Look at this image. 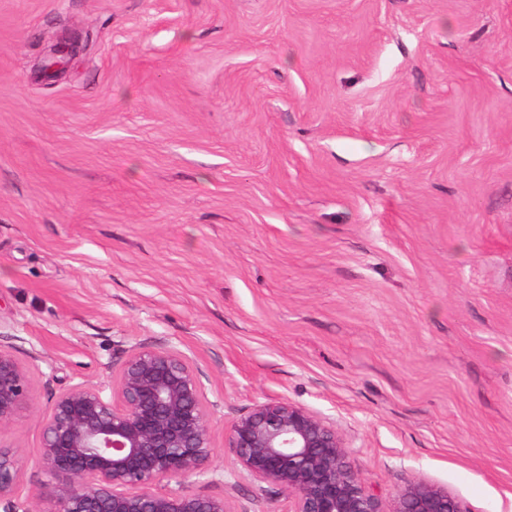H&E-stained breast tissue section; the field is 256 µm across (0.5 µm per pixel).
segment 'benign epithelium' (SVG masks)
Segmentation results:
<instances>
[{"label":"benign epithelium","instance_id":"obj_1","mask_svg":"<svg viewBox=\"0 0 512 512\" xmlns=\"http://www.w3.org/2000/svg\"><path fill=\"white\" fill-rule=\"evenodd\" d=\"M80 49L79 36L67 37L44 70L57 75ZM31 402L28 370L0 343V433ZM207 404L199 371L181 349L130 346L113 371L111 397L78 383L53 398L34 460L45 480L23 501L27 460L19 447L0 440V512H237L224 496L161 487L209 472ZM224 441L236 457L237 477L259 495L288 496V512H384L336 428L301 405L258 401L232 422ZM389 512L465 510L447 490L409 481Z\"/></svg>","mask_w":512,"mask_h":512}]
</instances>
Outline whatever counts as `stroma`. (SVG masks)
<instances>
[{"instance_id": "35a3bbf8", "label": "stroma", "mask_w": 512, "mask_h": 512, "mask_svg": "<svg viewBox=\"0 0 512 512\" xmlns=\"http://www.w3.org/2000/svg\"><path fill=\"white\" fill-rule=\"evenodd\" d=\"M83 51L57 77L62 38ZM0 334L52 397L136 343L512 512V0H0ZM81 49L79 36L73 35L67 37V40L61 42L53 49L51 56L44 65V70L50 76H56L62 69L64 60L67 57L75 56Z\"/></svg>"}]
</instances>
